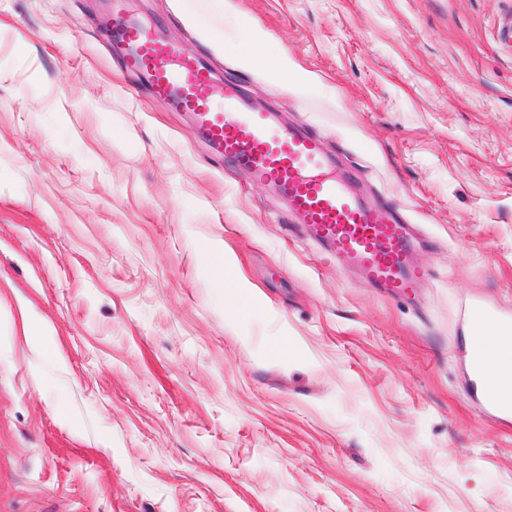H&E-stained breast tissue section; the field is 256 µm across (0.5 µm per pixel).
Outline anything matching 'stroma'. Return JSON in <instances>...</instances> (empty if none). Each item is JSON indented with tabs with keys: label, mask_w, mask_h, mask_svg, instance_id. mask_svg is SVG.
I'll return each mask as SVG.
<instances>
[{
	"label": "stroma",
	"mask_w": 512,
	"mask_h": 512,
	"mask_svg": "<svg viewBox=\"0 0 512 512\" xmlns=\"http://www.w3.org/2000/svg\"><path fill=\"white\" fill-rule=\"evenodd\" d=\"M122 8L321 137L427 279L372 288L156 102L112 0H0V512H512L460 320L512 311V0ZM253 25L287 73L225 53ZM23 334L37 358H46L53 354L52 348L44 340L43 329L39 323L33 319H25Z\"/></svg>",
	"instance_id": "stroma-1"
}]
</instances>
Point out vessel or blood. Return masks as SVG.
Listing matches in <instances>:
<instances>
[{"label":"vessel or blood","mask_w":512,"mask_h":512,"mask_svg":"<svg viewBox=\"0 0 512 512\" xmlns=\"http://www.w3.org/2000/svg\"><path fill=\"white\" fill-rule=\"evenodd\" d=\"M112 41L128 68L143 73L162 105L191 113L225 160L248 169L278 189L289 212L317 239L356 266L364 278L390 295L413 288L422 274L410 262V227L380 208L366 206L340 169L308 132L278 126L272 112L257 108L235 85L217 87L209 68L136 22L114 21ZM474 334L465 354L475 395L485 413L512 419V383L493 371L477 325L512 333V314L481 300L461 308Z\"/></svg>","instance_id":"b4317fda"}]
</instances>
